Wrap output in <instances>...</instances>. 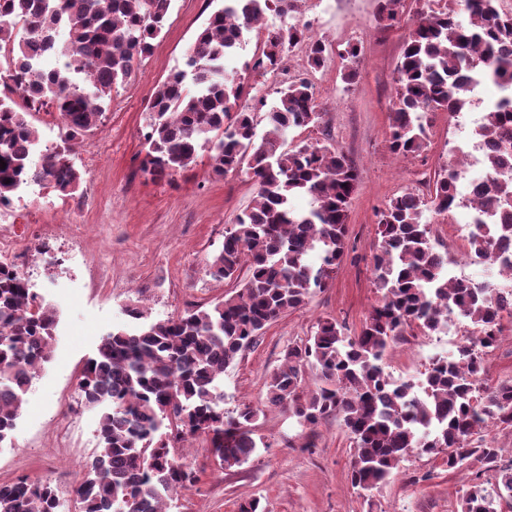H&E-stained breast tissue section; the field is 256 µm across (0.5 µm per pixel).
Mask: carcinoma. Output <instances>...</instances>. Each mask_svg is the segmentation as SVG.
I'll list each match as a JSON object with an SVG mask.
<instances>
[{"label":"carcinoma","instance_id":"cac0c4a2","mask_svg":"<svg viewBox=\"0 0 512 512\" xmlns=\"http://www.w3.org/2000/svg\"><path fill=\"white\" fill-rule=\"evenodd\" d=\"M172 0H0V203L27 178L64 196L81 186L72 142L102 120L112 90L127 82L165 29ZM297 0H224L186 52V72L156 86L147 110L141 170L163 179L210 152L218 177L244 174L255 186L251 205L224 233L209 273L235 279L237 289L209 306L150 319L136 304L130 325L105 336L81 369L77 388L102 407L98 448L74 489L75 512H166L167 500L197 481L176 458L189 439L204 436L224 468L250 460L257 422L269 411L288 414L301 434L338 419L354 445L351 486L372 492L395 475L413 450L439 458L448 471L474 472L458 512H500L512 505V468L497 465L502 449L492 428H512V380L485 384L484 364L512 318V301L486 284L448 276V252L436 249L426 211L441 216L459 205L458 167L436 173L428 196L405 192L379 213L372 256L381 298L360 332L346 336L322 317L311 336L285 351L270 374L263 407L224 410V370L281 315L305 306L327 287L346 250L349 203L359 183L354 163L332 145L285 147L290 129L318 127L325 112L304 79L277 89L257 135L256 115L239 104L250 95L224 61L245 44V33L273 11L284 17ZM409 29L397 65L389 148L404 157L427 148L433 112L457 114L470 104V71L488 69L507 94L482 126L489 186L480 212H500L502 224H478L467 237L470 255L489 264L494 249L512 242V14L499 0H457ZM402 0H382L379 18L399 21ZM466 13L467 22L459 19ZM308 27L267 30L252 69L278 70L307 42L309 66L326 60V45ZM358 47L337 51L348 91ZM55 112L61 144L29 164L38 138L31 122ZM310 198L297 211L291 200ZM459 314L471 339L428 369L425 397L385 373L391 351L417 325L439 333ZM56 313L18 273L0 264V444L11 438L23 396L49 358ZM56 487L28 477L0 483V512H61Z\"/></svg>","mask_w":512,"mask_h":512}]
</instances>
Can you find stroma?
<instances>
[{
  "label": "stroma",
  "mask_w": 512,
  "mask_h": 512,
  "mask_svg": "<svg viewBox=\"0 0 512 512\" xmlns=\"http://www.w3.org/2000/svg\"><path fill=\"white\" fill-rule=\"evenodd\" d=\"M223 0H172L162 35L127 84L112 91L102 124L81 139L72 161L82 176L78 197L69 198L32 185L12 197V219L30 239V284L45 305L57 312L51 353L24 397L12 438L0 445V482L38 477L56 486L64 501L81 477L85 461L98 446L100 411L85 406L77 389L83 364L103 338L129 322L124 309L138 301L151 318L175 316L193 305H207L234 288L214 280L207 264L221 249L224 232L250 204L251 180L243 175L215 177L208 151L188 167L156 180L141 169L146 106L156 85L184 68L186 50ZM435 0H404L402 21H377L378 0H299L290 22L308 25L330 54L324 66L309 69L305 56L288 54L289 78H306L326 111L322 128L295 130L287 146L331 143L355 163L360 181L349 208V251L328 288L306 306L268 325L256 343L224 372V408L258 406L270 373L288 346L309 336L317 319L330 316L347 335L359 333L379 299L371 256L377 242L378 212L393 197L423 192L435 172L453 161L448 141L454 116H431V138L418 157H403L388 147L397 65L409 27ZM234 58L232 69L265 102L273 103L278 82L252 70L261 37ZM358 44L361 62L352 88H345L335 53ZM264 104H253L263 114ZM462 209L433 223L438 250L456 258L451 273L475 282L496 271L467 255ZM432 337L416 335L388 358L386 371L396 380L419 377L421 356ZM72 423L70 443L58 444L55 425ZM263 443L253 458L224 469L216 465L205 437H197L186 458L199 476L195 486L174 495L170 512H238L257 497L269 512H457V500L471 485V474L449 472L442 460L408 453L389 483L370 495L350 484L352 443L338 421L318 427L311 439L300 436L279 412L258 422Z\"/></svg>",
  "instance_id": "obj_1"
}]
</instances>
